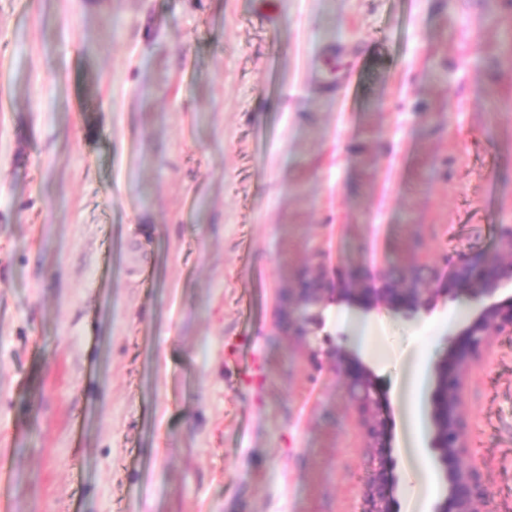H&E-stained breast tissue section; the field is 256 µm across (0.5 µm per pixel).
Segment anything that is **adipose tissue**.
Wrapping results in <instances>:
<instances>
[{"label": "adipose tissue", "instance_id": "ef3b65f1", "mask_svg": "<svg viewBox=\"0 0 512 512\" xmlns=\"http://www.w3.org/2000/svg\"><path fill=\"white\" fill-rule=\"evenodd\" d=\"M469 311V305L464 304L446 320L426 323L422 335L415 337L412 345L399 354L392 350L387 327L381 319L349 309L338 310L335 314L337 323L350 332L355 346L372 363L380 366L397 358L405 366V378L396 388L401 417L406 425L403 447L407 456L408 482L403 512H428L435 495L433 468L422 448L425 424L419 395L427 385V368L435 344Z\"/></svg>", "mask_w": 512, "mask_h": 512}]
</instances>
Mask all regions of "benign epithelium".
<instances>
[{
  "mask_svg": "<svg viewBox=\"0 0 512 512\" xmlns=\"http://www.w3.org/2000/svg\"><path fill=\"white\" fill-rule=\"evenodd\" d=\"M512 283V224L500 229V250L493 256L448 255L399 273L353 269L331 275L318 261L304 266L283 289L277 326L300 342L310 359L321 354L318 330L324 309L338 302L357 304L370 313L381 306L406 316L429 314L436 297L465 296L477 307L457 332L454 347L432 366L429 397V448L443 494L431 512H490L481 468L470 456V431L464 410L463 385L478 357L490 351L497 337L512 335V297L498 300ZM336 375L347 385L349 400L363 429L365 456L376 462L363 487L368 512H396L398 479L391 456L387 417L377 392L376 375L360 355L344 345L327 351Z\"/></svg>",
  "mask_w": 512,
  "mask_h": 512,
  "instance_id": "1",
  "label": "benign epithelium"
}]
</instances>
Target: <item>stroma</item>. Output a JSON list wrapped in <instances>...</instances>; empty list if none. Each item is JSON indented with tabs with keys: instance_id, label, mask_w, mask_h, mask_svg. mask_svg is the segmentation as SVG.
<instances>
[{
	"instance_id": "35a3bbf8",
	"label": "stroma",
	"mask_w": 512,
	"mask_h": 512,
	"mask_svg": "<svg viewBox=\"0 0 512 512\" xmlns=\"http://www.w3.org/2000/svg\"><path fill=\"white\" fill-rule=\"evenodd\" d=\"M503 224L512 0H0L8 512H363L346 386L280 291ZM464 403L512 512V336Z\"/></svg>"
}]
</instances>
